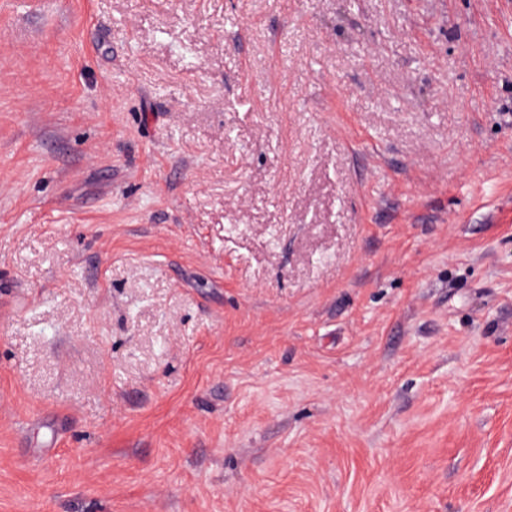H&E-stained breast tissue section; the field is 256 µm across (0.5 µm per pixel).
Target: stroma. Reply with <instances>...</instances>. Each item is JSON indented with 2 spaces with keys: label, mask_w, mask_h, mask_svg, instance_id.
Returning a JSON list of instances; mask_svg holds the SVG:
<instances>
[{
  "label": "stroma",
  "mask_w": 512,
  "mask_h": 512,
  "mask_svg": "<svg viewBox=\"0 0 512 512\" xmlns=\"http://www.w3.org/2000/svg\"><path fill=\"white\" fill-rule=\"evenodd\" d=\"M0 512H512V0H0Z\"/></svg>",
  "instance_id": "35a3bbf8"
}]
</instances>
